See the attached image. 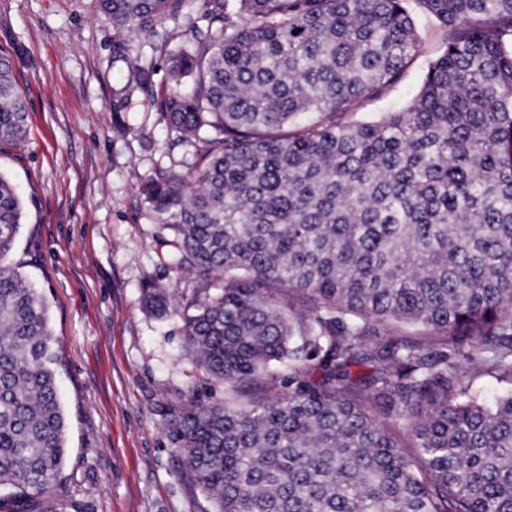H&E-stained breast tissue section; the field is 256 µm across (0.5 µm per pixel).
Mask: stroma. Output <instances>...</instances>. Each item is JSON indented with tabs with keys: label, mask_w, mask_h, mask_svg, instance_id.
Wrapping results in <instances>:
<instances>
[{
	"label": "stroma",
	"mask_w": 512,
	"mask_h": 512,
	"mask_svg": "<svg viewBox=\"0 0 512 512\" xmlns=\"http://www.w3.org/2000/svg\"><path fill=\"white\" fill-rule=\"evenodd\" d=\"M420 54L360 119L407 108L441 33L416 15ZM96 0H0V52L14 62L28 133L0 151V173L22 198L12 256L50 313L58 390L69 420L66 496L75 512H212L180 473L166 413L221 386L182 357L180 323L145 313L148 281L189 299L195 277L164 269L160 232L138 189L158 171L192 172L196 151L177 144L124 63Z\"/></svg>",
	"instance_id": "stroma-1"
}]
</instances>
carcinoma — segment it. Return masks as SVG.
I'll return each mask as SVG.
<instances>
[{
	"mask_svg": "<svg viewBox=\"0 0 512 512\" xmlns=\"http://www.w3.org/2000/svg\"><path fill=\"white\" fill-rule=\"evenodd\" d=\"M190 1L155 105L203 150L140 189L160 264L200 281L182 305L152 281L143 306L224 386L170 412L183 473L213 512H512V388L472 391L512 384V0H415L442 50L409 107L368 121L357 105L419 55L409 0H98L140 83L136 39L165 47ZM27 118L1 53L0 149ZM22 219L0 175V512H67L48 308L10 261Z\"/></svg>",
	"mask_w": 512,
	"mask_h": 512,
	"instance_id": "1",
	"label": "carcinoma"
}]
</instances>
